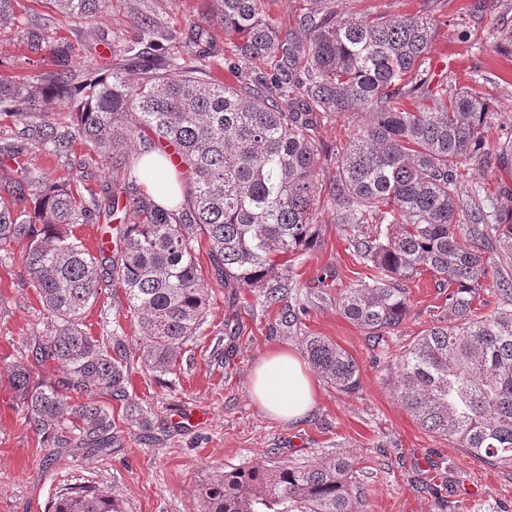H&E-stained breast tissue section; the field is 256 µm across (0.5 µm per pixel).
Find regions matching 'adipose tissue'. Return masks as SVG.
Returning <instances> with one entry per match:
<instances>
[{
    "label": "adipose tissue",
    "mask_w": 512,
    "mask_h": 512,
    "mask_svg": "<svg viewBox=\"0 0 512 512\" xmlns=\"http://www.w3.org/2000/svg\"><path fill=\"white\" fill-rule=\"evenodd\" d=\"M255 402L270 418L297 422L311 411L313 382L298 357L285 348H272L255 367L250 381Z\"/></svg>",
    "instance_id": "adipose-tissue-1"
}]
</instances>
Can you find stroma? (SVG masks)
<instances>
[{
  "mask_svg": "<svg viewBox=\"0 0 512 512\" xmlns=\"http://www.w3.org/2000/svg\"><path fill=\"white\" fill-rule=\"evenodd\" d=\"M20 11L47 24L53 39L75 48L73 64L105 61L112 32L137 37L138 14L154 15L178 32L205 21L212 79L236 77L224 62V31L212 22L210 0H112L95 23L58 13L53 0H20ZM332 10L356 18L414 12L438 21L432 57L448 63L449 83H482L496 122L512 127V55L493 52L492 36L512 27V0H330ZM17 26H0V75L31 74ZM25 243L0 257V512H50L66 488L93 484L111 490L123 512H201V486L213 473L256 464L294 465L312 458L348 454L359 463L363 512H440L438 502L466 503L470 512H512V472L467 455L447 437L422 429L395 392L392 364L397 354L434 321L448 317L446 294L430 275L411 283V311L382 344L344 318L336 308L343 289L365 280L369 270L349 250L336 211L318 215L317 243L293 258L292 282L310 291L314 305L300 330L280 326L277 308L265 307L257 290L218 288L207 321L186 347L176 374L155 376L132 361L133 397L151 412L158 440L146 444L129 424L119 402L111 408L122 430L111 455L77 450L47 460V447L25 423L8 384L6 362L26 352L43 332L35 290L24 287ZM120 324L136 346L134 322L122 294L104 290L86 314L90 336L104 322ZM323 336L347 350L360 365V388L342 392L317 380L311 412L294 423L267 417L250 392L255 364L274 346L300 351V334ZM448 489L435 497L437 476Z\"/></svg>",
  "mask_w": 512,
  "mask_h": 512,
  "instance_id": "obj_1",
  "label": "stroma"
}]
</instances>
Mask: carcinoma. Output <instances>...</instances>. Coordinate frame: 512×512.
I'll use <instances>...</instances> for the list:
<instances>
[{"mask_svg": "<svg viewBox=\"0 0 512 512\" xmlns=\"http://www.w3.org/2000/svg\"><path fill=\"white\" fill-rule=\"evenodd\" d=\"M224 25L227 67L236 84L206 77L196 50L207 30L190 25L184 41L140 19L138 38L110 43L112 73L76 69L72 45L49 38L45 25L18 19V0H0V24H19L34 73L0 79V157L23 163L20 179L0 185V253L26 241L27 285L39 296L45 333L30 353L7 364L18 406L55 448L107 453L119 444L112 409L142 433L148 410L129 393V345L120 325L101 339L84 319L106 288L123 292L146 370L174 374L185 347L206 322L209 286L197 263L207 245L220 288H255L262 302L284 300L288 258L308 248L318 211L337 223L369 281L343 289L336 308L379 344L410 311L405 282L424 273L448 289V322L424 330L395 358L396 393L425 430L446 436L472 457L512 470V278L487 287L489 260L512 258V188L490 191L484 166H512V134L493 123L477 87L448 88L447 68L432 69L433 21L415 13L358 19L305 8L283 26L269 0H213ZM62 12L94 21L110 0H57ZM195 48L197 65H185ZM49 49L50 65L42 52ZM69 103L60 122L45 106ZM364 113L336 152L319 138L321 119ZM151 135L167 160L180 156L186 203L166 207L140 186L151 169L120 151ZM82 144L88 153L75 151ZM35 150L75 173L57 181L28 161ZM114 160L117 174L98 189L92 156ZM336 178L316 195L327 161ZM473 179L469 194L461 185ZM82 188H77V183ZM121 220L95 251L73 233L77 224ZM467 227V241L460 236ZM495 297V307L484 298ZM308 313L298 300L282 321L298 327ZM307 361L343 392L360 385L358 361L321 336H304ZM57 363L62 376L35 378L33 366ZM351 457L297 466H251L216 473L201 488L203 512H362ZM53 512H121L111 491L67 488Z\"/></svg>", "mask_w": 512, "mask_h": 512, "instance_id": "1", "label": "carcinoma"}]
</instances>
